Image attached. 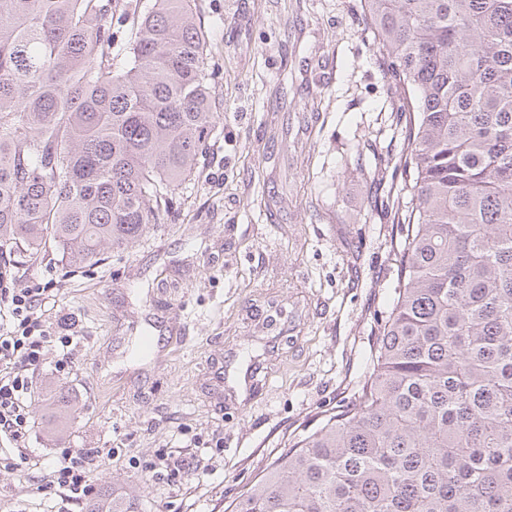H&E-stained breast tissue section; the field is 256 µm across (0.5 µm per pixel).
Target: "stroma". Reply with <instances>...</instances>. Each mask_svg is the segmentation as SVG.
I'll use <instances>...</instances> for the list:
<instances>
[{
	"label": "stroma",
	"instance_id": "obj_1",
	"mask_svg": "<svg viewBox=\"0 0 512 512\" xmlns=\"http://www.w3.org/2000/svg\"><path fill=\"white\" fill-rule=\"evenodd\" d=\"M196 9L218 118L172 217L89 269L64 273L52 250L10 268L44 289L50 334L77 342L27 372L25 440H0V512H87L47 485L66 448L111 449L94 490L137 495L140 512H224L366 377L400 277L405 118L364 2ZM62 394L74 413L58 426ZM169 453L199 479L146 476Z\"/></svg>",
	"mask_w": 512,
	"mask_h": 512
}]
</instances>
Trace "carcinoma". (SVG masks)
Listing matches in <instances>:
<instances>
[{
	"label": "carcinoma",
	"mask_w": 512,
	"mask_h": 512,
	"mask_svg": "<svg viewBox=\"0 0 512 512\" xmlns=\"http://www.w3.org/2000/svg\"><path fill=\"white\" fill-rule=\"evenodd\" d=\"M364 6L406 115L401 276L352 404L230 512H512V0ZM206 45L195 0H0V262L90 268L168 219L216 124Z\"/></svg>",
	"instance_id": "obj_1"
}]
</instances>
